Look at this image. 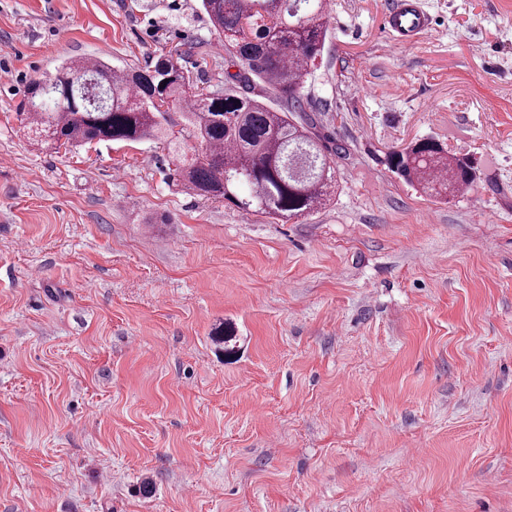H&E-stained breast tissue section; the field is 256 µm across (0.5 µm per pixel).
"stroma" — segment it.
<instances>
[{"label":"stroma","instance_id":"stroma-1","mask_svg":"<svg viewBox=\"0 0 512 512\" xmlns=\"http://www.w3.org/2000/svg\"><path fill=\"white\" fill-rule=\"evenodd\" d=\"M392 2L326 0L303 93L343 151L282 221L16 117L69 59L176 46L212 89L201 0H0V512H512V0H422L410 47ZM422 138L471 191L391 170ZM420 0H398L385 18L389 33L402 45H415L430 26ZM390 165L398 176L432 197L455 196L477 178V166L470 157L450 156L430 138L393 152Z\"/></svg>","mask_w":512,"mask_h":512}]
</instances>
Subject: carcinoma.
Instances as JSON below:
<instances>
[{
  "label": "carcinoma",
  "mask_w": 512,
  "mask_h": 512,
  "mask_svg": "<svg viewBox=\"0 0 512 512\" xmlns=\"http://www.w3.org/2000/svg\"><path fill=\"white\" fill-rule=\"evenodd\" d=\"M224 47V86L197 91L185 55L174 49L139 70L100 59L63 63L54 77L31 83L17 118L49 147L93 142H162L177 181L200 196L243 212L292 218L326 205L329 146L312 131L303 88L309 64L328 37L322 0H202ZM241 68L232 73L235 65ZM91 78L111 97L102 108L68 92ZM263 84L286 105L248 96ZM182 117L173 131L171 113ZM196 141L193 151L185 142ZM392 170L432 197L454 196L477 178L468 156L448 155L420 139L390 156Z\"/></svg>",
  "instance_id": "1"
}]
</instances>
